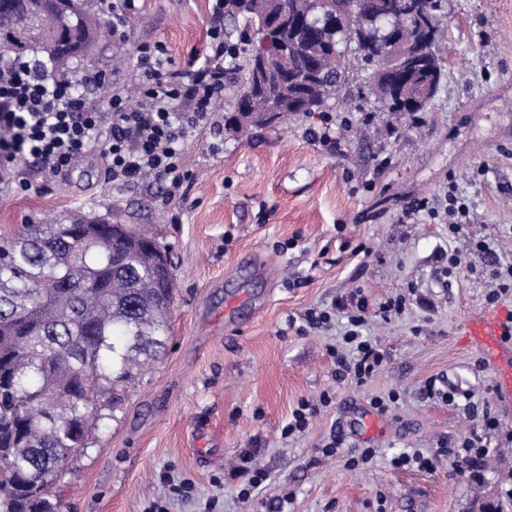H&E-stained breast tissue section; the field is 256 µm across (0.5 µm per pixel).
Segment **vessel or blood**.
Returning <instances> with one entry per match:
<instances>
[{
    "label": "vessel or blood",
    "mask_w": 512,
    "mask_h": 512,
    "mask_svg": "<svg viewBox=\"0 0 512 512\" xmlns=\"http://www.w3.org/2000/svg\"><path fill=\"white\" fill-rule=\"evenodd\" d=\"M505 332L503 315L496 309H487L470 317L462 328L465 340L479 347L495 369L501 405L512 409V349L503 341Z\"/></svg>",
    "instance_id": "vessel-or-blood-1"
}]
</instances>
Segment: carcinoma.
I'll use <instances>...</instances> for the list:
<instances>
[{
	"instance_id": "carcinoma-1",
	"label": "carcinoma",
	"mask_w": 512,
	"mask_h": 512,
	"mask_svg": "<svg viewBox=\"0 0 512 512\" xmlns=\"http://www.w3.org/2000/svg\"><path fill=\"white\" fill-rule=\"evenodd\" d=\"M230 2L244 29L261 28L266 0ZM334 6L349 14L366 7L380 43L394 37L421 43L420 65L403 81L417 98L407 112L426 111L427 84H440L444 70V24L431 20L432 35H426L410 23L404 0H334ZM278 7L302 15L307 26L268 32L276 66L291 77L264 93L254 69L263 46L250 51L232 116L242 131L266 126L241 118L243 108L262 113L272 98L288 105L306 93L325 106L346 83V56L366 60L365 46L352 42L347 30L321 29L317 0H280ZM102 29L84 0L34 14L12 0L0 3V52L22 40L16 55L41 50L61 73L91 58ZM310 60L320 79L308 86L300 65ZM92 222V231L60 221L27 224L0 242V512H60L51 485L89 448L97 424L114 417L135 371L167 339L175 275L154 264L164 248L127 224Z\"/></svg>"
}]
</instances>
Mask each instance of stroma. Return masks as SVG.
I'll use <instances>...</instances> for the list:
<instances>
[{"instance_id": "obj_1", "label": "stroma", "mask_w": 512, "mask_h": 512, "mask_svg": "<svg viewBox=\"0 0 512 512\" xmlns=\"http://www.w3.org/2000/svg\"><path fill=\"white\" fill-rule=\"evenodd\" d=\"M442 12L448 63L416 116L354 103L368 73L350 57L347 90L324 116L238 134L225 91L184 146L183 199L167 202L155 180L112 186L96 151L52 179L28 164L29 189L0 192V234L96 215L153 233L174 262L167 346L55 484L62 512H146L155 501L167 512H480L512 490V410L459 336L487 308L497 264H512V0H443ZM209 22L208 0H140L128 42L107 34L94 48L106 74L96 104L130 92L140 42L164 43L182 70L205 53ZM327 128L335 146L320 140ZM451 188L470 210L458 234L424 213L403 218ZM483 240L496 258L474 250ZM399 296L404 310L383 318L380 305ZM359 303L384 356L360 385L337 377L330 355ZM312 310L330 324L307 326ZM431 379L454 402L425 397ZM325 393L307 429L283 436L299 402ZM473 433L488 453L454 475L438 450ZM366 448L375 456L363 463ZM402 453L436 468L392 466ZM242 467L267 475L246 503ZM183 482L191 494L174 492Z\"/></svg>"}]
</instances>
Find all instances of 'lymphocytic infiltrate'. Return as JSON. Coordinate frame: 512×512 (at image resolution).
<instances>
[{"mask_svg":"<svg viewBox=\"0 0 512 512\" xmlns=\"http://www.w3.org/2000/svg\"><path fill=\"white\" fill-rule=\"evenodd\" d=\"M211 2L208 53L178 71L170 67L165 44L140 43L134 95L113 94L104 111L91 100L102 84L95 70L53 81L39 57L0 63V128L8 133L0 139V189L20 183L24 158L35 159L41 173L58 177L95 148L112 183L131 185L151 177L164 182L167 199L183 197L186 174L179 144L208 123L224 95L228 63L244 51L225 38L224 0ZM364 321L363 311L350 313L343 346L331 351L338 374L359 384L382 364L380 354L359 336Z\"/></svg>","mask_w":512,"mask_h":512,"instance_id":"f902f5d3","label":"lymphocytic infiltrate"}]
</instances>
